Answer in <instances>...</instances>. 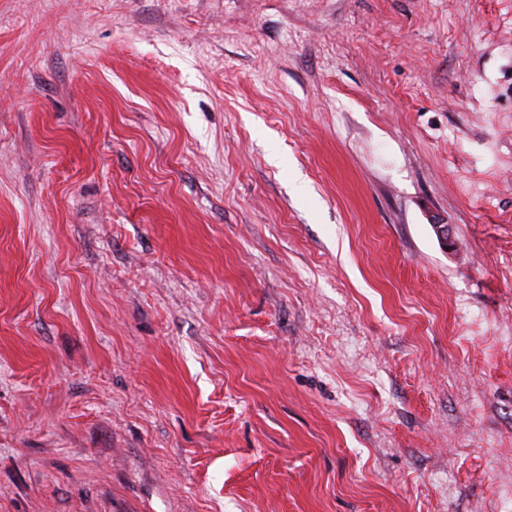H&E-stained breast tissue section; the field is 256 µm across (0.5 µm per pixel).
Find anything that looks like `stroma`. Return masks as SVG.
I'll use <instances>...</instances> for the list:
<instances>
[{"instance_id": "stroma-1", "label": "stroma", "mask_w": 512, "mask_h": 512, "mask_svg": "<svg viewBox=\"0 0 512 512\" xmlns=\"http://www.w3.org/2000/svg\"><path fill=\"white\" fill-rule=\"evenodd\" d=\"M0 512H512V0H0Z\"/></svg>"}]
</instances>
